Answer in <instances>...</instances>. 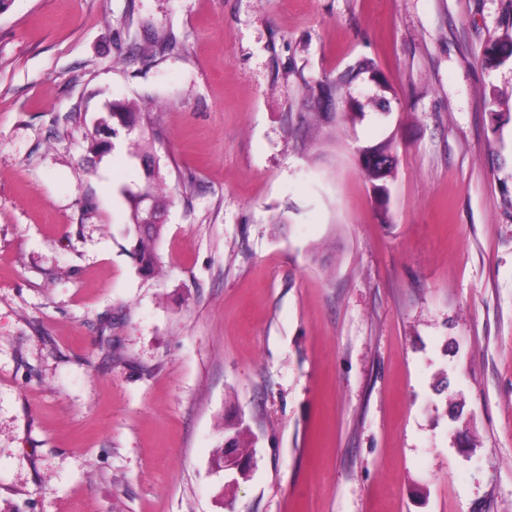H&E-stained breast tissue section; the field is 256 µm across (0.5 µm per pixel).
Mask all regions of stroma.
I'll list each match as a JSON object with an SVG mask.
<instances>
[{
    "instance_id": "obj_1",
    "label": "stroma",
    "mask_w": 512,
    "mask_h": 512,
    "mask_svg": "<svg viewBox=\"0 0 512 512\" xmlns=\"http://www.w3.org/2000/svg\"><path fill=\"white\" fill-rule=\"evenodd\" d=\"M511 30L512 0H10L0 512H512ZM343 73L362 116L308 129ZM127 100L154 124L97 157ZM387 137L382 210L356 150ZM134 141L172 199L153 274ZM512 59V32L491 40L483 53V65L488 69H496Z\"/></svg>"
}]
</instances>
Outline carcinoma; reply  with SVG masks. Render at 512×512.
I'll return each mask as SVG.
<instances>
[{"label":"carcinoma","mask_w":512,"mask_h":512,"mask_svg":"<svg viewBox=\"0 0 512 512\" xmlns=\"http://www.w3.org/2000/svg\"><path fill=\"white\" fill-rule=\"evenodd\" d=\"M512 59V32L490 41L483 53V65L488 69H496ZM346 80L344 76L322 81L317 86L314 95L316 116L328 121L336 117L334 107H342V116H349V111L359 107L358 101L345 92ZM140 118L138 107L130 101L114 102L110 104L107 115L101 118L100 123L112 129V136L118 135V129H126L136 124ZM364 159L360 161L361 170L367 182L371 185L378 201L382 218H387V203L389 198L388 178L395 166L379 167L372 161L375 155L394 153L391 141H381L364 146ZM152 154L145 151L139 156L142 162L146 185L137 190L125 189L130 204V223L127 233L132 235V254L135 256L140 268L146 273H152L157 267L156 246L161 237L163 225L144 224L145 214L148 210L160 214L167 212L169 200L166 195L156 190L155 182L160 179V172L148 166L147 161Z\"/></svg>","instance_id":"1"}]
</instances>
